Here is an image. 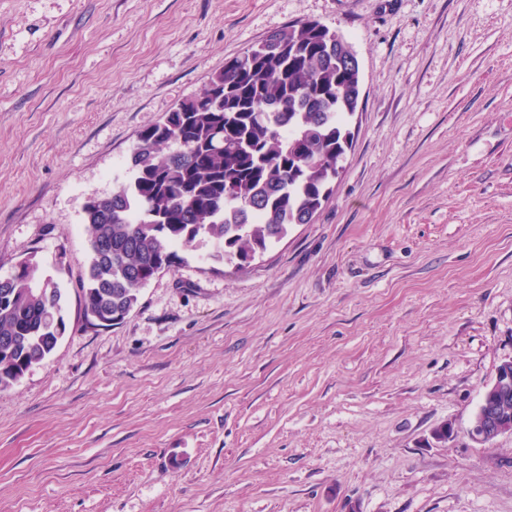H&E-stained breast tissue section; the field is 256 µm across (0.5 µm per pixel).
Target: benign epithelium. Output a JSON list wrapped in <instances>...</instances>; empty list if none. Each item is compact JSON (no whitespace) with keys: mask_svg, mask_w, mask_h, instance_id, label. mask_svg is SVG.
<instances>
[{"mask_svg":"<svg viewBox=\"0 0 512 512\" xmlns=\"http://www.w3.org/2000/svg\"><path fill=\"white\" fill-rule=\"evenodd\" d=\"M512 395V357L504 359L496 368L492 381L483 391L484 402L477 409L469 435L479 444H487L497 436L512 432V427L504 426L503 408Z\"/></svg>","mask_w":512,"mask_h":512,"instance_id":"7a95c632","label":"benign epithelium"}]
</instances>
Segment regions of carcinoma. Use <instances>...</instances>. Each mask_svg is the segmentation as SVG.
<instances>
[{"label": "carcinoma", "mask_w": 512, "mask_h": 512, "mask_svg": "<svg viewBox=\"0 0 512 512\" xmlns=\"http://www.w3.org/2000/svg\"><path fill=\"white\" fill-rule=\"evenodd\" d=\"M350 48L318 21L290 25L139 132L130 179L84 207L86 315L123 320L141 289L175 267L181 244L203 237L215 259L244 268L290 225L312 221L352 144L360 72ZM36 267L30 255L0 278V390L16 382L17 361L48 356L65 326L62 289Z\"/></svg>", "instance_id": "1"}]
</instances>
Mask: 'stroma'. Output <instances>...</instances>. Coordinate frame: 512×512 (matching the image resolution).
<instances>
[{"mask_svg": "<svg viewBox=\"0 0 512 512\" xmlns=\"http://www.w3.org/2000/svg\"><path fill=\"white\" fill-rule=\"evenodd\" d=\"M307 20L362 80L329 199L243 269L179 247L89 325L87 198ZM31 255L66 329L0 390V512H512V432L468 435L512 356V0H0V277Z\"/></svg>", "mask_w": 512, "mask_h": 512, "instance_id": "stroma-1", "label": "stroma"}]
</instances>
